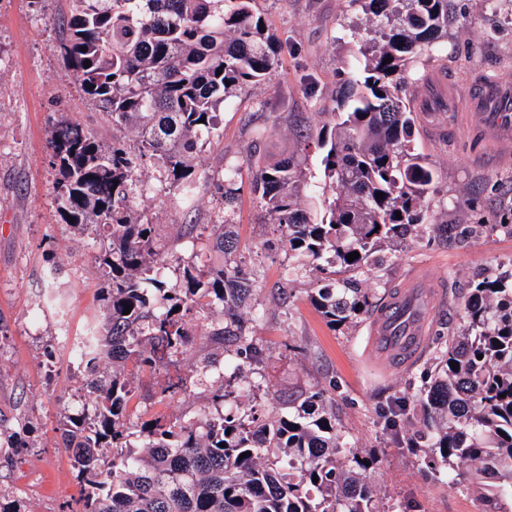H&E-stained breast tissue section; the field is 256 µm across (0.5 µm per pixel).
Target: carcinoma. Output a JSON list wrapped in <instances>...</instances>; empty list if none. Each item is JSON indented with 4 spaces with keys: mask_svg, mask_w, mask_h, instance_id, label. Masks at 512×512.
I'll list each match as a JSON object with an SVG mask.
<instances>
[{
    "mask_svg": "<svg viewBox=\"0 0 512 512\" xmlns=\"http://www.w3.org/2000/svg\"><path fill=\"white\" fill-rule=\"evenodd\" d=\"M251 2L72 0L57 50L81 93L135 141L108 144L66 119L48 140L57 212L79 234L100 240L103 321L73 343L91 373L129 360L152 368L183 354L189 315L207 322L204 336L221 346L233 377L262 361L264 348L241 319L257 274L236 263L207 271L191 265L182 287H168L159 223L134 203L135 166L143 161L169 206L191 207L197 185L209 179L198 148L217 134L224 101L274 69L279 43ZM393 2L366 0L379 28L364 51L363 79L349 82L340 121L319 132L324 175L336 189L321 221H310L300 206L296 189L305 172L298 160L251 161L254 191L288 251L357 275L390 260L386 247L411 228L435 223L424 208L434 171L411 151L415 108L401 96L398 75L448 34L450 0H403L401 9ZM236 175L228 169L212 182L218 210L203 225L215 229L214 248L223 254L237 251L225 231ZM354 251L359 257L347 261ZM311 300L332 326L353 324L369 308L355 279L330 278L312 289ZM432 360L433 377L416 395L423 462L433 470L465 464L492 479L480 491L482 512H504L502 499L512 501V269L471 284L462 321L435 342ZM96 390L94 418H71L63 428L86 489L82 512H407L373 492L368 459L336 425L324 390L261 421L224 410L231 394L221 388L195 422L142 424L140 452L123 445L132 383L114 369ZM104 448L112 449L106 479Z\"/></svg>",
    "mask_w": 512,
    "mask_h": 512,
    "instance_id": "cac0c4a2",
    "label": "carcinoma"
}]
</instances>
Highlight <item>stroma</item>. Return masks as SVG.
Segmentation results:
<instances>
[{"label":"stroma","instance_id":"35a3bbf8","mask_svg":"<svg viewBox=\"0 0 512 512\" xmlns=\"http://www.w3.org/2000/svg\"><path fill=\"white\" fill-rule=\"evenodd\" d=\"M452 5L458 24L409 65V101L417 99L419 79L435 70L445 72L459 94L486 75L512 83V0ZM253 8L282 45L279 61L264 81L225 102L220 137L200 153L210 179L200 183L196 207H166L149 172L141 174L142 199L156 214L160 244L170 254L168 285H179L184 265L222 264L200 227L214 216L212 178L237 169L235 257L260 275L255 307L243 317L264 348L260 367L267 382L266 391L254 394L247 378L238 379L239 409L274 416L331 389L339 427L360 455L376 459L368 476L378 496L411 504L413 512H481L470 467L430 472L409 445L420 424L406 399L430 379L431 347L401 367L368 351L369 321L330 326L310 299L321 272L311 259L289 255L267 226L252 186L251 155L271 163L301 155V205L311 221L321 220L332 186L323 174L321 149H302L300 140L339 112L376 19L361 0H255ZM69 14V0H0V500L15 512H80L84 490L61 432L69 418H92L95 408L70 342L85 335L101 313L98 249L56 210L47 131L63 114L103 139L131 137L113 130L58 57L62 20ZM479 123L478 116L453 111L422 115L412 146L434 170L436 190L426 204L438 224L411 235L382 270L362 279L377 308L409 274H428L444 295L431 324L435 331L446 321L459 324L472 280L512 265V231L498 224L512 215V141L486 150ZM185 224L194 225L193 235L181 234ZM220 354L195 335L187 353L173 362L153 369L126 363L136 389L128 404L135 423L131 447L144 444L140 423L198 418L220 383ZM210 356L213 366L203 369ZM388 407L402 414L395 436L384 429L381 411Z\"/></svg>","mask_w":512,"mask_h":512}]
</instances>
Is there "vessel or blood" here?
<instances>
[{"label": "vessel or blood", "instance_id": "1", "mask_svg": "<svg viewBox=\"0 0 512 512\" xmlns=\"http://www.w3.org/2000/svg\"><path fill=\"white\" fill-rule=\"evenodd\" d=\"M464 108L482 114L487 146L512 138L511 86L496 81L470 85ZM438 302L435 292L425 289L422 276H410L372 320L373 351L396 363L413 362L424 349L427 327Z\"/></svg>", "mask_w": 512, "mask_h": 512}]
</instances>
